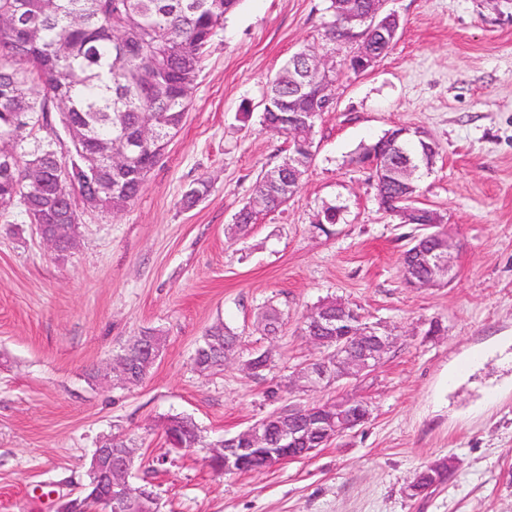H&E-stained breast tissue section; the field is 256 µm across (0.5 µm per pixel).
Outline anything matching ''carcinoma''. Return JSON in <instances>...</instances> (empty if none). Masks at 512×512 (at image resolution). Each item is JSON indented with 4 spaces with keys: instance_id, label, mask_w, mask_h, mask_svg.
<instances>
[{
    "instance_id": "obj_1",
    "label": "carcinoma",
    "mask_w": 512,
    "mask_h": 512,
    "mask_svg": "<svg viewBox=\"0 0 512 512\" xmlns=\"http://www.w3.org/2000/svg\"><path fill=\"white\" fill-rule=\"evenodd\" d=\"M241 0H0V141L10 144L17 169L0 177V207L28 197L31 224H54L73 205V196L48 195L29 180L39 161L43 181L77 184L98 193L101 208L118 214L140 195L147 175L179 132L207 46L224 17ZM289 57L270 80L264 105L267 129L286 135L288 155L305 157L306 136L288 128L298 113L288 111L296 88L288 84ZM36 127L76 128L63 158L51 145L17 151L23 132ZM150 128L156 140L139 133ZM128 150L126 168L98 173L97 149L112 144ZM375 185L380 206L401 195L393 155L382 158ZM261 205L246 202L237 231L290 198L288 178L263 183ZM207 336L220 348L194 360L208 372L224 366L239 335L220 324Z\"/></svg>"
}]
</instances>
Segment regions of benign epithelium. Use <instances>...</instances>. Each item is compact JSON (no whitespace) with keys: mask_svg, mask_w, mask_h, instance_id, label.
<instances>
[{"mask_svg":"<svg viewBox=\"0 0 512 512\" xmlns=\"http://www.w3.org/2000/svg\"><path fill=\"white\" fill-rule=\"evenodd\" d=\"M386 0H369L365 9L354 7V0H336V29L342 31L345 40L357 42L356 50L338 64L342 68L362 74L373 67L380 55L364 39L370 34L378 42L391 46L398 40L400 19L394 13H383ZM303 67L298 69L309 84L318 87V106H307L300 101L290 103V111L300 112L304 117L300 125L306 133L309 157H314L312 132L315 116L326 111L331 103L329 88L331 75L336 73V64L315 52L302 53ZM397 148L399 170L408 179L419 180L430 173L438 153L437 145H430L427 154L411 153L392 139L387 148ZM400 205L390 208V213L398 215L405 224H424L428 227L441 223L438 213L420 206L418 196L400 198ZM77 214L73 213L62 224L51 228L44 224L34 225L44 246L55 255L65 254L76 242ZM452 243L444 231L425 234L413 249L404 254L408 269L422 268L429 271V277H419L414 286L427 288L454 278L450 258ZM331 301L319 303L307 315L304 335L322 355L309 360L298 372V382L310 390L325 388L337 379L347 376H360L374 371L383 362L393 344L391 330L380 323H367L356 309L346 303L339 305L347 317L339 320L331 310ZM134 350L148 362H156L160 348L148 336L133 337L124 347L123 353L113 357L109 363L112 373H118L117 362L125 358V353ZM277 426L278 448H265L263 442L268 434L269 422ZM364 417L338 413L332 402L317 403L313 406H295L284 415L274 412L238 433L236 436L212 443L203 442L198 427L189 419L181 418L179 423L188 434L197 438L206 450V461L219 463L224 473H239L248 466L255 453L261 452L271 467L286 461L311 456L321 444L353 429L365 422ZM119 442L114 437L99 441L91 457L88 470V494L81 498L68 497L60 502L56 512H88L87 504L96 500L103 512H159V498L146 486H136L131 481L136 449L130 445L112 449Z\"/></svg>","mask_w":512,"mask_h":512,"instance_id":"benign-epithelium-1","label":"benign epithelium"}]
</instances>
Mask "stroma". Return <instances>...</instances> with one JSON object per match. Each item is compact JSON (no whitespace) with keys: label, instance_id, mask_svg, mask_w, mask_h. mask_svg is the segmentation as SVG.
<instances>
[{"label":"stroma","instance_id":"1","mask_svg":"<svg viewBox=\"0 0 512 512\" xmlns=\"http://www.w3.org/2000/svg\"><path fill=\"white\" fill-rule=\"evenodd\" d=\"M327 6L242 0L138 199L116 215L77 205L66 255L47 251L20 205L0 208V512H56L113 435L131 439L134 481L159 493L160 512H512V0H386L397 42L363 74L337 70L297 192L233 232L258 173L287 146L262 125L269 78L300 49L337 61L354 49L326 39ZM397 126L438 145L420 199L444 220L456 275L432 288L406 287L401 273L423 226L386 213L357 162ZM202 179L208 194L185 207ZM330 207L340 215L327 236L316 224ZM328 297L387 325L395 343L370 374L309 391L293 383L315 354L300 327ZM269 307L282 316L273 337L258 323ZM433 321L442 330L425 338ZM220 323L241 345L222 369L197 372L194 350ZM147 328L165 342L146 380L106 378ZM264 349L269 369L246 372ZM341 396L366 399L370 416L311 457L221 477L200 451L152 464L168 417L215 440L281 405ZM445 459V482L409 496Z\"/></svg>","mask_w":512,"mask_h":512}]
</instances>
